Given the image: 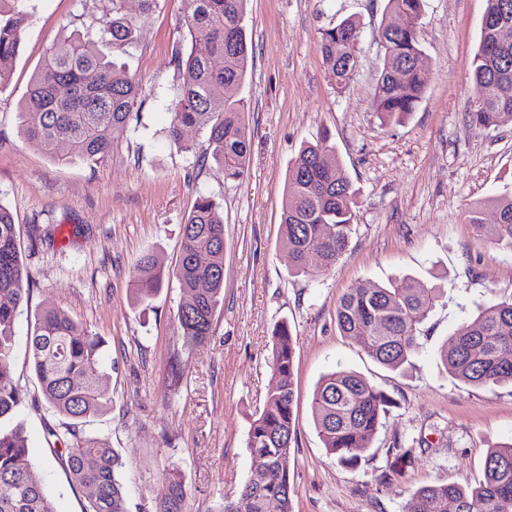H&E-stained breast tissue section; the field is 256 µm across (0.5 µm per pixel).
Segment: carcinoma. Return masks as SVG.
<instances>
[{
    "label": "carcinoma",
    "instance_id": "carcinoma-1",
    "mask_svg": "<svg viewBox=\"0 0 512 512\" xmlns=\"http://www.w3.org/2000/svg\"><path fill=\"white\" fill-rule=\"evenodd\" d=\"M111 12L100 29V42L123 48L137 42L141 27L125 10V0H110ZM248 0H183V22L190 37L187 52L175 51L178 83L172 100L171 140L183 149L182 131L206 132L211 158L227 180L247 172L251 136L244 104L234 95L249 60L243 19ZM425 0H388L387 12L405 15L412 24L397 28L387 21L379 31L384 51L376 83V111L386 121L414 111L428 83L415 65L421 50L415 22ZM493 23L480 29L471 63L473 107L470 125L484 130L512 124V0H487ZM29 19L25 0H0V86L22 49ZM359 22L348 17L320 32V50L336 87L353 79ZM98 42V43H100ZM98 43L72 33L51 46L32 75L19 116L25 139L62 162L96 164L126 136L137 104L139 83L108 58ZM224 65L217 67L214 59ZM68 153H57L59 144ZM498 215L485 224L481 208L469 211V223L499 249L512 251V195L489 201ZM355 192L334 146L325 139L306 143L288 170L281 214V234L293 267L304 269L309 255L332 267L348 247L355 218ZM183 301L176 323L187 348L201 345L213 332L224 305V215L209 197H199L182 228L178 264L164 267L152 251L141 255L133 273V298L148 304L170 282ZM30 275L24 266L11 213L0 205V422L10 420L21 402L12 377L15 324L28 302ZM438 290L407 277L387 286L351 288L336 305V324L353 336L379 364L399 370L411 363L422 343V325ZM270 367L273 384L247 432L246 449L253 471L237 491L224 497L219 512H293L295 489L289 469L297 441L294 407L296 337L288 322L273 329ZM30 366L44 400L70 420L65 433L48 435L63 443L72 481L82 488L86 512H129L120 473L125 462L109 442L82 435L76 427L104 411L111 402L109 374L100 363L102 341L68 313L54 308L35 316L29 336ZM440 360L452 376L478 387L512 383V299L491 301L451 344H442ZM395 402L362 376L337 370L322 377L313 392L315 428L328 455L354 469L368 451ZM165 493L155 512H184V484L164 474ZM512 512V442L489 449L484 477L463 488L453 483L427 484L412 497L410 512ZM0 512H56L29 458L23 427L0 426Z\"/></svg>",
    "mask_w": 512,
    "mask_h": 512
}]
</instances>
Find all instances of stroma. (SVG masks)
Segmentation results:
<instances>
[{"label": "stroma", "mask_w": 512, "mask_h": 512, "mask_svg": "<svg viewBox=\"0 0 512 512\" xmlns=\"http://www.w3.org/2000/svg\"><path fill=\"white\" fill-rule=\"evenodd\" d=\"M387 0H249L253 50L237 96L252 147L243 179H224L203 131L182 144L168 129L177 84L174 47L189 48L182 0H157L136 45L113 50L140 84L123 141L102 162L60 165L29 144L17 109L46 50L77 31L97 36L110 0H29L23 48L0 86V204L12 212L30 294L16 323L13 377L18 418L57 512H85L47 425L62 416L46 404L29 366L34 316L59 308L102 337L112 403L83 432L106 438L124 458L131 512H154L162 471L178 469L185 512H217L227 492L252 475L246 438L271 386L274 326L297 338L298 443L290 465L294 512H409L428 483L475 484L487 451L512 440V385L475 387L452 377L441 344L492 300L512 298V253L486 244L467 211L512 193V125L495 130L465 119L470 66L487 0H426L418 24L429 74L414 112L384 122L375 87L383 66L378 32ZM360 22L355 75L338 89L319 33L347 17ZM328 139L352 181L354 232L330 268L310 258L294 274L280 234L288 168L303 142ZM224 213V307L202 345L187 350L175 314L176 284L149 306L134 304L131 275L143 252L178 264L182 226L198 196ZM412 277L443 295L423 326L411 366L376 363L340 333L335 310L347 289ZM356 372L396 401L366 461L340 466L315 429L311 401L320 379ZM412 449L398 465L399 449Z\"/></svg>", "instance_id": "obj_1"}]
</instances>
